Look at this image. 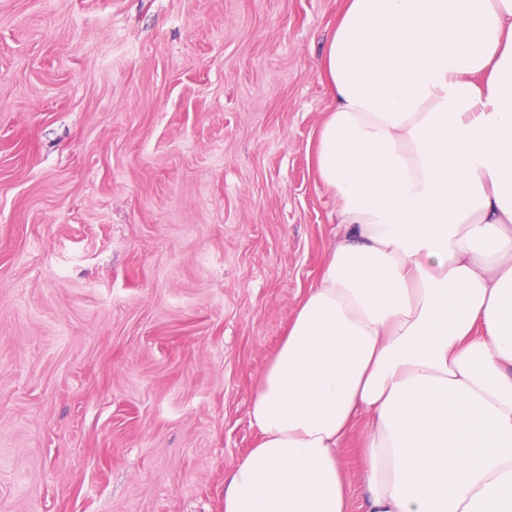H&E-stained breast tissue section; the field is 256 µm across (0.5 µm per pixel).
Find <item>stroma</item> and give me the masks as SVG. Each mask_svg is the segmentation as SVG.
Instances as JSON below:
<instances>
[{
	"mask_svg": "<svg viewBox=\"0 0 512 512\" xmlns=\"http://www.w3.org/2000/svg\"><path fill=\"white\" fill-rule=\"evenodd\" d=\"M343 0H0V512H224L334 235Z\"/></svg>",
	"mask_w": 512,
	"mask_h": 512,
	"instance_id": "obj_1",
	"label": "stroma"
}]
</instances>
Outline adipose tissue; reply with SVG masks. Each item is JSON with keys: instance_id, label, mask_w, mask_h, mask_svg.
Listing matches in <instances>:
<instances>
[{"instance_id": "obj_1", "label": "adipose tissue", "mask_w": 512, "mask_h": 512, "mask_svg": "<svg viewBox=\"0 0 512 512\" xmlns=\"http://www.w3.org/2000/svg\"><path fill=\"white\" fill-rule=\"evenodd\" d=\"M338 231L256 384L224 512H512V0H345ZM360 433L361 429L358 428L348 446L349 448H344L342 455L343 465L350 486L352 512L365 511L363 506L366 497V489L362 481L361 463L356 451Z\"/></svg>"}]
</instances>
